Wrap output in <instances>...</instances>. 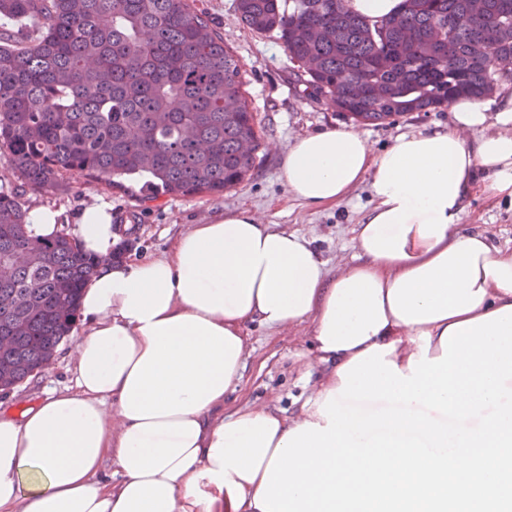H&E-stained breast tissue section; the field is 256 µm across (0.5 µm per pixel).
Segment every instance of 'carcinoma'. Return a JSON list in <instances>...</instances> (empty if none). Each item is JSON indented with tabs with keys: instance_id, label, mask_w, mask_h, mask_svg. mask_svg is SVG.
Masks as SVG:
<instances>
[{
	"instance_id": "obj_1",
	"label": "carcinoma",
	"mask_w": 512,
	"mask_h": 512,
	"mask_svg": "<svg viewBox=\"0 0 512 512\" xmlns=\"http://www.w3.org/2000/svg\"><path fill=\"white\" fill-rule=\"evenodd\" d=\"M473 25H448L468 0H403L370 23L343 0H237L252 31H275L309 95L369 124L429 112L512 79V0H487ZM496 65H491V62ZM248 139L253 154L239 144ZM261 137L238 61L190 0H0V155L21 185L0 186V365L20 384L76 322L99 274L62 231L33 265L26 190L85 177L141 200L221 196L255 167Z\"/></svg>"
}]
</instances>
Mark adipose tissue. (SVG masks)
I'll use <instances>...</instances> for the list:
<instances>
[{"mask_svg": "<svg viewBox=\"0 0 512 512\" xmlns=\"http://www.w3.org/2000/svg\"><path fill=\"white\" fill-rule=\"evenodd\" d=\"M445 131L374 150L353 127L295 142L287 190L318 206L368 185L357 255L336 276L309 240L242 206L193 225L156 257L111 264L86 281L71 383L19 416L0 413V512H258L254 497L279 441L306 423L374 345L408 372L429 333L512 306V248L460 224L475 187L512 199V90L496 111L460 98ZM82 248L118 240L107 205L76 216ZM302 329L325 373L299 416L231 406L246 324ZM113 466L104 476V466Z\"/></svg>", "mask_w": 512, "mask_h": 512, "instance_id": "obj_1", "label": "adipose tissue"}]
</instances>
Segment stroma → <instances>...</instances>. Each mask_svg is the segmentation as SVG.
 <instances>
[{
	"label": "stroma",
	"instance_id": "obj_1",
	"mask_svg": "<svg viewBox=\"0 0 512 512\" xmlns=\"http://www.w3.org/2000/svg\"><path fill=\"white\" fill-rule=\"evenodd\" d=\"M196 10L205 13L235 55L245 89L261 130L262 145L250 178L223 196H161L140 201L126 193L75 177L64 193H27V208L58 210L66 232H74L76 212L98 203L112 208V222L119 228V248L125 257L149 258L168 250L191 225L202 224L214 215L249 205L263 223L298 232L311 239L325 263L328 274H336L355 254L353 228L371 206L368 186H360L346 201L333 208L314 207L287 195L282 176V157L299 137L331 127L349 124L326 100L308 95L298 82V66L276 34H258L244 26L236 0H194ZM451 110L411 112L385 124L363 126L368 142L377 149L397 136L420 130H444L451 122ZM464 226L487 231L501 245L512 246V204L473 194L463 216ZM250 354L244 371L240 402L269 405L283 414L299 411L313 391L322 372L306 340L295 333L251 326ZM80 337L72 332L57 348L53 363L0 395V411L20 414L35 404L45 391L60 389L70 379L71 352Z\"/></svg>",
	"mask_w": 512,
	"mask_h": 512
}]
</instances>
